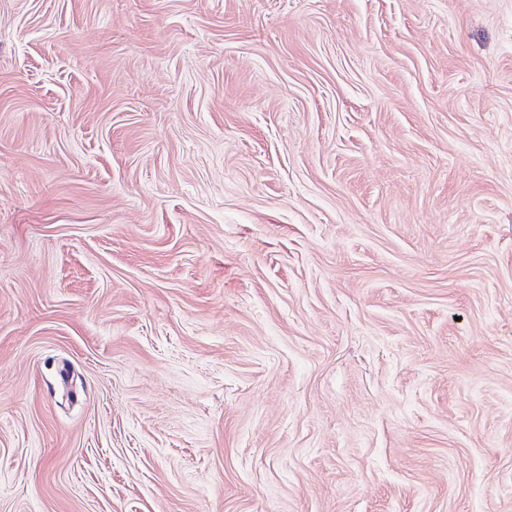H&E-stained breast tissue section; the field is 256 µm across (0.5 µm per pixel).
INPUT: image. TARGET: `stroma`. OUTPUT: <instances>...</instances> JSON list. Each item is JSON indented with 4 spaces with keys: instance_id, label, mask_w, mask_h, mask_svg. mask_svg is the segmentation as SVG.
I'll return each mask as SVG.
<instances>
[{
    "instance_id": "stroma-1",
    "label": "stroma",
    "mask_w": 512,
    "mask_h": 512,
    "mask_svg": "<svg viewBox=\"0 0 512 512\" xmlns=\"http://www.w3.org/2000/svg\"><path fill=\"white\" fill-rule=\"evenodd\" d=\"M0 512H512V0H0Z\"/></svg>"
}]
</instances>
